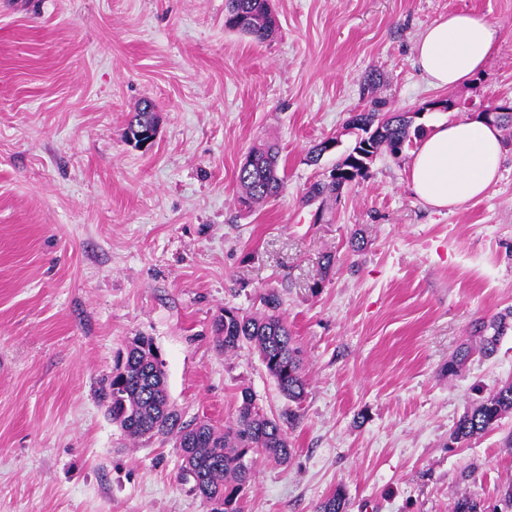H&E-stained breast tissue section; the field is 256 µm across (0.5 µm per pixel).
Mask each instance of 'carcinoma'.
<instances>
[{"mask_svg": "<svg viewBox=\"0 0 512 512\" xmlns=\"http://www.w3.org/2000/svg\"><path fill=\"white\" fill-rule=\"evenodd\" d=\"M224 28L257 43L271 39L277 29L271 0H226ZM378 86L379 80L373 75L362 85L366 106L349 118L348 127L357 131V137L353 147L336 163L339 175L312 183L305 193L306 200L338 195L356 180L366 178L378 155L396 157L426 135V126L416 122L418 113L385 110L386 102L377 96ZM153 109V104L146 101L134 113L125 132L128 141L137 145L139 132L157 127ZM279 157V149L272 142L254 145L248 151L236 176L237 202L244 210L250 211L284 191ZM258 300L261 309L250 314L224 308L213 324L216 344L226 353L251 349L281 393L288 401L299 404L307 386L302 349L280 312L279 295L267 290L259 294ZM511 319L512 311L508 310L488 325L479 324L478 342L456 352L448 361V375H457L476 353L483 357L494 355ZM105 398L112 423L129 438L163 436L175 440L182 460L180 479L192 484L193 490L211 505V512H242L241 501L252 485L257 458L285 465L294 454L283 424L268 416L247 391L242 392L235 418L222 427L208 421L182 422L170 402L164 362L158 360V351L146 336L134 337L118 354L112 377L105 384ZM509 412L512 382L471 406L456 422L449 442L458 444L479 437ZM348 509L349 501L341 488L316 506V512ZM452 512H485V507L476 497L462 496L454 501Z\"/></svg>", "mask_w": 512, "mask_h": 512, "instance_id": "carcinoma-1", "label": "carcinoma"}]
</instances>
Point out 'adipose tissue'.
Masks as SVG:
<instances>
[{
    "label": "adipose tissue",
    "instance_id": "obj_1",
    "mask_svg": "<svg viewBox=\"0 0 512 512\" xmlns=\"http://www.w3.org/2000/svg\"><path fill=\"white\" fill-rule=\"evenodd\" d=\"M499 37L500 24L489 15L451 13L421 34L415 63L431 86H454L482 70ZM501 159L497 125L443 118L413 151L408 182L426 205L458 210L497 181Z\"/></svg>",
    "mask_w": 512,
    "mask_h": 512
}]
</instances>
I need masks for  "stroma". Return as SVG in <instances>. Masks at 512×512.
Instances as JSON below:
<instances>
[{
    "label": "stroma",
    "instance_id": "35a3bbf8",
    "mask_svg": "<svg viewBox=\"0 0 512 512\" xmlns=\"http://www.w3.org/2000/svg\"><path fill=\"white\" fill-rule=\"evenodd\" d=\"M272 5L279 29L263 43L225 30V0L0 6V512H210L179 481L173 440L127 439L101 389L118 350L146 336L184 421L224 425L245 389L284 417L258 355L214 343L223 308L254 312L268 288L308 386L291 462H257L242 512H315L339 487L349 512H451L464 495L499 504L512 484V412L448 444L512 382V328L492 357L445 370L476 324L512 308V128L500 179L459 210L414 196L407 151L339 196L304 198L353 146L368 75L427 126L433 101L452 100L458 120L511 102L512 0ZM459 11L491 15L501 35L480 75L438 90L414 44ZM146 100L158 132L139 148L124 132ZM266 141L285 190L246 212L236 171ZM512 412V382L471 406L456 422L449 442L458 444L479 437L491 430L502 416Z\"/></svg>",
    "mask_w": 512,
    "mask_h": 512
}]
</instances>
